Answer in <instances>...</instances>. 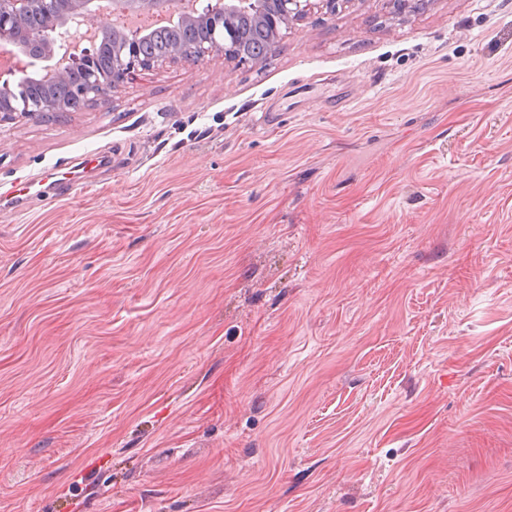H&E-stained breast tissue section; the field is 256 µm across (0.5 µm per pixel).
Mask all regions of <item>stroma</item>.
I'll return each mask as SVG.
<instances>
[{
    "label": "stroma",
    "instance_id": "35a3bbf8",
    "mask_svg": "<svg viewBox=\"0 0 512 512\" xmlns=\"http://www.w3.org/2000/svg\"><path fill=\"white\" fill-rule=\"evenodd\" d=\"M0 512H512V0L0 125Z\"/></svg>",
    "mask_w": 512,
    "mask_h": 512
}]
</instances>
